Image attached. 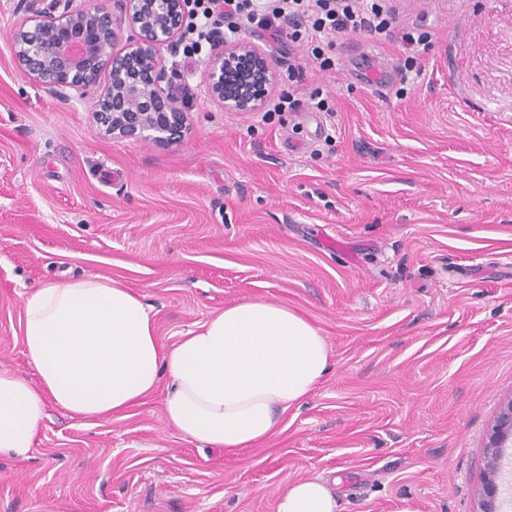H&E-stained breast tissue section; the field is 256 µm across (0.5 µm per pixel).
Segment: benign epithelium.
Listing matches in <instances>:
<instances>
[{
	"instance_id": "7a95c632",
	"label": "benign epithelium",
	"mask_w": 512,
	"mask_h": 512,
	"mask_svg": "<svg viewBox=\"0 0 512 512\" xmlns=\"http://www.w3.org/2000/svg\"><path fill=\"white\" fill-rule=\"evenodd\" d=\"M11 32L20 73L61 98L85 92L108 75L92 101L102 132L118 141L180 142L188 110L174 78L175 54L193 15V0H30ZM123 46H118V43ZM275 78L272 60L245 37L216 41L204 61L203 86L226 112L264 110ZM512 447V396L501 400L484 446L480 512H503L504 449Z\"/></svg>"
}]
</instances>
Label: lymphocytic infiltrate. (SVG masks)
<instances>
[{"instance_id": "lymphocytic-infiltrate-1", "label": "lymphocytic infiltrate", "mask_w": 512, "mask_h": 512, "mask_svg": "<svg viewBox=\"0 0 512 512\" xmlns=\"http://www.w3.org/2000/svg\"><path fill=\"white\" fill-rule=\"evenodd\" d=\"M208 5L192 25L194 51L212 43L209 26L212 7L223 4L229 33L248 26L275 41L305 46L320 69L329 70L333 60L324 53L326 40L336 35L389 34L395 8L389 0H207Z\"/></svg>"}]
</instances>
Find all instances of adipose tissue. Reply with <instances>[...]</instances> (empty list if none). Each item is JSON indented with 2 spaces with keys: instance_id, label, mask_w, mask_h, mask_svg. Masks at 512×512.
<instances>
[{
  "instance_id": "adipose-tissue-1",
  "label": "adipose tissue",
  "mask_w": 512,
  "mask_h": 512,
  "mask_svg": "<svg viewBox=\"0 0 512 512\" xmlns=\"http://www.w3.org/2000/svg\"><path fill=\"white\" fill-rule=\"evenodd\" d=\"M23 345L38 382L0 369V455L22 456L54 406L102 418L169 379L163 416L181 437L236 452L283 430L330 369L317 329L283 304L245 300L209 317L174 346L156 336L149 306L112 279L76 278L27 293ZM276 512H336L320 477L290 483Z\"/></svg>"
}]
</instances>
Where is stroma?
<instances>
[{"label": "stroma", "instance_id": "obj_1", "mask_svg": "<svg viewBox=\"0 0 512 512\" xmlns=\"http://www.w3.org/2000/svg\"><path fill=\"white\" fill-rule=\"evenodd\" d=\"M28 4L0 0V368L38 379L26 293L100 276L167 346L239 301L287 305L331 370L242 453L182 439L159 394L104 418L49 407L28 454L0 456V512H276L316 476L336 512H478L512 395V0H396L392 38L365 39L377 84L351 37L332 71L255 37L297 101L268 121L207 100L203 56L176 55L190 128L168 147L104 136L90 98L19 73ZM408 30L428 35L414 72Z\"/></svg>", "mask_w": 512, "mask_h": 512}]
</instances>
